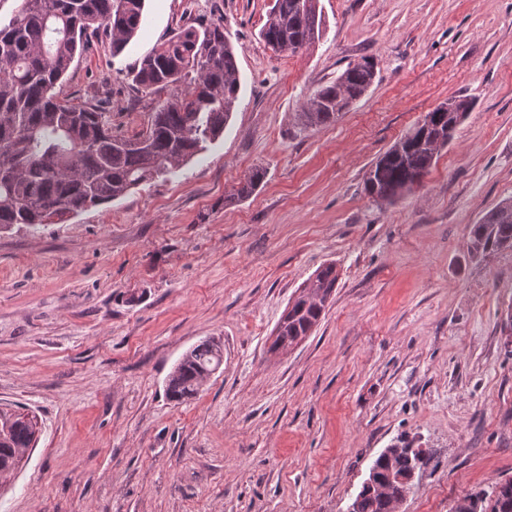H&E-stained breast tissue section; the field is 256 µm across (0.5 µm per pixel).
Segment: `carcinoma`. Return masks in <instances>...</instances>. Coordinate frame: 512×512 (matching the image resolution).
Instances as JSON below:
<instances>
[{
    "mask_svg": "<svg viewBox=\"0 0 512 512\" xmlns=\"http://www.w3.org/2000/svg\"><path fill=\"white\" fill-rule=\"evenodd\" d=\"M145 0H22L0 27V231L15 225L51 224L53 218L124 197L153 178L180 168L205 146L218 140L231 118L241 89L236 52L224 34V21L188 25L152 49L132 75L136 90L170 96L149 114L140 134L127 137L112 126V113L99 100L74 105L54 88L83 55L91 37L102 33L121 53L136 35ZM318 0H274L260 35L278 53L296 54L322 35ZM376 77L373 61L350 63L335 81L320 86L303 104V129L331 124L370 89ZM458 111L443 113L436 128L397 140L376 160L365 191L394 202L429 172L448 145V123L460 125L473 101L457 99ZM254 169L234 203L249 197L265 178ZM512 248V204L488 211L471 225L467 253L483 260ZM336 267L318 269L305 284V295L288 306L272 349L307 336L319 322L336 288ZM220 342L206 339L190 349L166 380V395L181 403L199 393L204 379L222 365ZM33 424L17 417L0 426V478H7L32 447ZM423 451L377 457L376 476L407 473L419 467ZM407 486L393 481L387 494L364 493L359 512H394ZM453 512H512V479L491 492L458 500Z\"/></svg>",
    "mask_w": 512,
    "mask_h": 512,
    "instance_id": "obj_1",
    "label": "carcinoma"
}]
</instances>
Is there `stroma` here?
Segmentation results:
<instances>
[{"label": "stroma", "mask_w": 512, "mask_h": 512, "mask_svg": "<svg viewBox=\"0 0 512 512\" xmlns=\"http://www.w3.org/2000/svg\"><path fill=\"white\" fill-rule=\"evenodd\" d=\"M272 0H146L121 54L92 40L57 85L125 136L158 96L141 58L223 20L241 90L223 136L175 172L58 224L0 232V411L37 423L0 512H345L398 439L430 452L400 512H452L512 478V249L467 253L512 203V0H319L318 40L278 54ZM376 79L335 123L297 114L348 64ZM475 103L421 184L364 190L378 156L448 99ZM266 177L226 204L255 167ZM338 281L309 336L272 350L316 270ZM195 398L166 378L201 341ZM224 361L220 342L206 339L190 349L175 365L166 380V395L181 403L199 393L204 379Z\"/></svg>", "instance_id": "1"}]
</instances>
